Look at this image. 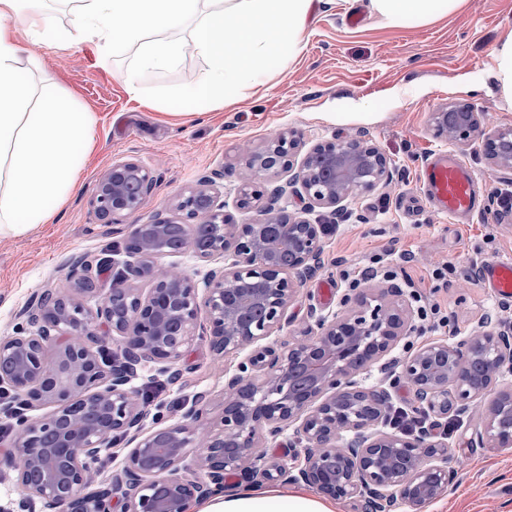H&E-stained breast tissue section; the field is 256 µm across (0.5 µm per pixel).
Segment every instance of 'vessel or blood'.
I'll return each mask as SVG.
<instances>
[{
  "label": "vessel or blood",
  "instance_id": "b4317fda",
  "mask_svg": "<svg viewBox=\"0 0 512 512\" xmlns=\"http://www.w3.org/2000/svg\"><path fill=\"white\" fill-rule=\"evenodd\" d=\"M423 194L439 213L455 219L482 216L485 209L479 199L477 179L464 162L440 153L422 170ZM483 281L498 299L512 300V261H497L485 266Z\"/></svg>",
  "mask_w": 512,
  "mask_h": 512
}]
</instances>
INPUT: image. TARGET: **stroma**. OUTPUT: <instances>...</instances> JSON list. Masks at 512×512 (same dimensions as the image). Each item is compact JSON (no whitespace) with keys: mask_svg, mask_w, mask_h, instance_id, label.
Here are the masks:
<instances>
[{"mask_svg":"<svg viewBox=\"0 0 512 512\" xmlns=\"http://www.w3.org/2000/svg\"><path fill=\"white\" fill-rule=\"evenodd\" d=\"M512 28V0H466L456 12L402 28H382L367 16L322 7L309 28L305 49L286 65L274 66L263 86L236 103L191 118L164 113L156 105L162 90L198 80L205 58L187 54L178 68L143 82L132 99L118 72L128 56H114L87 42L41 46L35 84H57L95 116V145L76 190L51 224L22 237H0V338L13 335L18 310L47 288L69 289L77 258L102 261L94 279L106 288L121 268L125 241L137 225L173 215L177 195L201 179L213 182L218 202L238 223L277 207L301 214L292 197H263L253 209L236 206L244 175L243 145L261 146L282 129L295 131L302 151L333 136L369 140L390 162L386 184L346 202L332 230L324 234L323 267L301 287L279 332L286 339L312 317L339 310L357 289L413 280L434 293L450 323L436 333L413 337L414 346L456 342L483 331L486 320L512 323V301L491 307L477 276L484 264L512 260V223L501 219L497 190L512 191V171L484 153L487 133L512 126V103L500 94L493 74V48ZM468 103L485 113L486 124L464 145L436 138L434 112ZM447 150L463 160L486 191L489 215L463 223L437 214L420 194L421 170L431 152ZM135 161L154 183L140 208L108 224L90 205L101 175L112 164ZM381 257L374 277L349 288L343 273L357 274ZM454 263L447 288L434 290L431 271ZM183 374L169 379L158 366L140 371L133 385L148 396L150 414L177 422L197 393L219 396L225 372L236 359L216 356L196 341L181 361ZM480 412L457 414L448 423V457L456 472L447 491L424 512H512V450L484 447Z\"/></svg>","mask_w":512,"mask_h":512,"instance_id":"obj_1","label":"stroma"}]
</instances>
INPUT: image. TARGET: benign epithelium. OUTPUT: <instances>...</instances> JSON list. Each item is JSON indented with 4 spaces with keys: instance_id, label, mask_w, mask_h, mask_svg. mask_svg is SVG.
Listing matches in <instances>:
<instances>
[{
    "instance_id": "benign-epithelium-1",
    "label": "benign epithelium",
    "mask_w": 512,
    "mask_h": 512,
    "mask_svg": "<svg viewBox=\"0 0 512 512\" xmlns=\"http://www.w3.org/2000/svg\"><path fill=\"white\" fill-rule=\"evenodd\" d=\"M432 122L438 136L457 144L469 142L481 124L470 105L446 107ZM297 148V139L279 131L259 149H240L248 177L237 205L250 207L281 173L288 180L273 188L274 200L291 195L334 208L390 178L389 160L367 140L323 141L296 166ZM485 152L512 169V127L495 130ZM152 185L148 169L116 163L99 179L94 212L114 222L136 211ZM175 210L185 250L223 266L197 283L175 265L157 264L173 255L159 244L174 220L140 224L111 287H93L82 262L72 273V290L93 294L95 307L46 289L19 311L15 335L0 339V385L23 396L29 410L51 407L38 420H16L19 436L5 462L21 494L10 512H30L36 500L66 512H114L116 501L123 512H188L191 502L224 490V478L235 473L303 483L357 501L362 512H391L399 502L421 512L441 497L454 477L448 444L433 433L393 428L389 384L366 388L358 380L408 335L411 310L398 285L360 292L278 346L251 351L224 378L218 419L208 418V396L199 393L179 421L146 427L144 399L131 386L139 369L159 364L179 375L176 365L199 338L214 354L235 358L273 337L324 252V223L290 216L268 224L260 214L232 224L205 181L180 194ZM143 279L151 283L145 295L137 287ZM107 342L116 355L106 356ZM511 363L512 328H491L456 343L408 349L399 377L414 392L421 417L446 432L448 403L469 410ZM288 432L304 449L293 463L260 451L262 441ZM479 439L487 448L512 447L511 389L492 399ZM121 440L129 447L121 470L87 490L91 464Z\"/></svg>"
}]
</instances>
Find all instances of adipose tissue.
<instances>
[{"mask_svg":"<svg viewBox=\"0 0 512 512\" xmlns=\"http://www.w3.org/2000/svg\"><path fill=\"white\" fill-rule=\"evenodd\" d=\"M71 29H60L45 0H0V236H23L48 224L76 187L95 119L59 86L32 90L35 53L17 41L25 27L33 45L97 40L113 54L136 47L121 74L132 94L143 78L178 67L187 49L209 63L206 74L159 98L162 109L193 117L263 85L274 65L303 47L315 6L365 10L386 28L425 24L457 11L464 0H79ZM193 512H336L298 492L271 488L223 492Z\"/></svg>","mask_w":512,"mask_h":512,"instance_id":"obj_1","label":"adipose tissue"}]
</instances>
